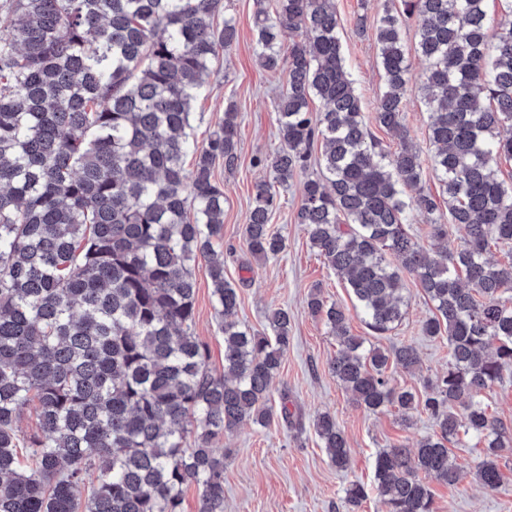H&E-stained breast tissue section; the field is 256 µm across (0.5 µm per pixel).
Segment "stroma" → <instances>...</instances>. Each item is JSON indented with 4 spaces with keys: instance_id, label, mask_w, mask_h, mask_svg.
Masks as SVG:
<instances>
[{
    "instance_id": "35a3bbf8",
    "label": "stroma",
    "mask_w": 512,
    "mask_h": 512,
    "mask_svg": "<svg viewBox=\"0 0 512 512\" xmlns=\"http://www.w3.org/2000/svg\"><path fill=\"white\" fill-rule=\"evenodd\" d=\"M225 16L234 17L238 38L231 49L220 52L212 64L207 86L195 103V137L205 141L224 120V105L234 102L240 124L238 159L234 166L216 163L214 177L224 190V229L219 243L224 253V276L240 286L239 320L256 330L267 327V316L275 309L288 310L292 318L291 341L275 377L270 396L272 407L288 405L301 416L296 427L272 419L265 427L250 423L225 434L214 449L224 456V512H345L346 489L355 482L372 485L377 452L395 444L414 447L432 433L426 413L413 416L404 426L397 410L372 414L357 407L340 387L328 366L339 345L321 318L311 314L307 302L318 291L344 308H352L350 294L323 258L311 250L304 225L296 221L305 178L319 174L310 166L282 189L279 208L271 225L283 238L284 249L275 258L259 261L247 247L248 222L256 183L265 174L256 158H269L280 148L277 101L286 88L285 71L269 72L256 59L257 32L254 16L258 7L274 10L275 0H223ZM339 37L346 67L361 97L366 118H373L384 89L374 39L377 20L390 0H336ZM405 125L410 141L422 159H429L434 147L429 140V111L416 94L403 100ZM196 280L195 332L209 347V367L224 371V335L213 308L207 263L198 260ZM409 299L407 314L389 335L376 337L358 316H351L354 335L367 343L392 350L400 345L415 347L420 363L414 372L390 366L393 383L423 390L426 380L435 379L448 368V345L423 336V321L430 305L412 277H405ZM328 411L344 431L350 448L346 469L329 460L314 431L313 420ZM502 487L483 490L472 478L449 485L435 478L427 483L436 512H512V452L498 459Z\"/></svg>"
}]
</instances>
